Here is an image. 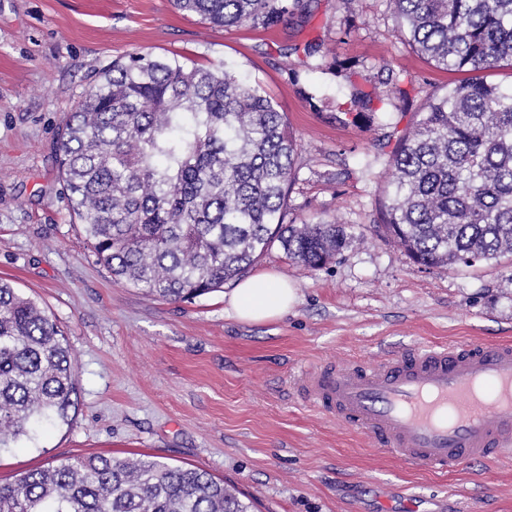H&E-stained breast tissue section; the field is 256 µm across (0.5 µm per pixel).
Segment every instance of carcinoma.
Here are the masks:
<instances>
[{"instance_id":"1","label":"carcinoma","mask_w":512,"mask_h":512,"mask_svg":"<svg viewBox=\"0 0 512 512\" xmlns=\"http://www.w3.org/2000/svg\"><path fill=\"white\" fill-rule=\"evenodd\" d=\"M213 27L271 29L304 0H174ZM399 28L434 66L468 75L430 97L388 164L379 227L426 269L512 255V0H394ZM299 95L315 91L289 72ZM296 140L235 69L135 52L80 97L56 142L71 211L118 284L185 302L243 276L274 244L325 267L352 240L334 222L290 224ZM69 344L34 300L0 279V449L69 423ZM0 512H250L199 467L156 456L53 459L0 483Z\"/></svg>"}]
</instances>
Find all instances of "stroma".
Returning <instances> with one entry per match:
<instances>
[{"instance_id": "stroma-1", "label": "stroma", "mask_w": 512, "mask_h": 512, "mask_svg": "<svg viewBox=\"0 0 512 512\" xmlns=\"http://www.w3.org/2000/svg\"><path fill=\"white\" fill-rule=\"evenodd\" d=\"M307 2L308 14L263 30L213 28L172 0H0V278L56 321L79 372L70 423L1 449V481L58 456L146 454L206 469L254 512H512V461L419 471L299 390L323 366L512 340V259L427 270L404 255L377 214L397 136L345 111L355 89L394 111L397 86L420 106L459 74L407 44L392 0ZM309 41L329 51L322 68L303 66ZM142 50L227 64L260 84L299 145L289 222L335 221L353 234L319 270L277 246L252 266L297 288L280 319H236L230 282L190 302L117 284L72 216L57 136L92 77ZM292 68L317 107L300 98ZM391 73L397 86L385 83Z\"/></svg>"}]
</instances>
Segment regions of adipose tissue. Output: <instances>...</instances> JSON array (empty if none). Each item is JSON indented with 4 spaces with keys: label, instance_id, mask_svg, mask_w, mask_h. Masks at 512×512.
<instances>
[{
    "label": "adipose tissue",
    "instance_id": "adipose-tissue-1",
    "mask_svg": "<svg viewBox=\"0 0 512 512\" xmlns=\"http://www.w3.org/2000/svg\"><path fill=\"white\" fill-rule=\"evenodd\" d=\"M297 301L295 288L272 272H260L239 282L230 294L234 315L245 322H266L281 318Z\"/></svg>",
    "mask_w": 512,
    "mask_h": 512
}]
</instances>
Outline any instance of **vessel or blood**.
<instances>
[{"label": "vessel or blood", "mask_w": 512, "mask_h": 512, "mask_svg": "<svg viewBox=\"0 0 512 512\" xmlns=\"http://www.w3.org/2000/svg\"><path fill=\"white\" fill-rule=\"evenodd\" d=\"M303 394L407 464L447 473L512 454V344L416 349L377 368L330 366Z\"/></svg>", "instance_id": "vessel-or-blood-1"}]
</instances>
